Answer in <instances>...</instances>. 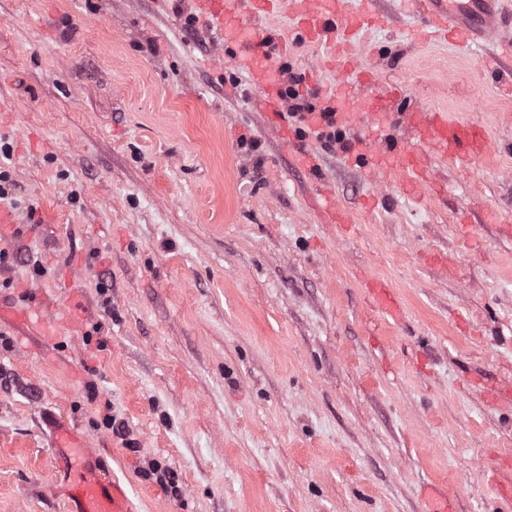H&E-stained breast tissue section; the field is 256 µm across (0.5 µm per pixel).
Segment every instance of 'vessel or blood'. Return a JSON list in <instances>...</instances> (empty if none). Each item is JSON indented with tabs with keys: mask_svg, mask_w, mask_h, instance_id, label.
<instances>
[{
	"mask_svg": "<svg viewBox=\"0 0 512 512\" xmlns=\"http://www.w3.org/2000/svg\"><path fill=\"white\" fill-rule=\"evenodd\" d=\"M267 0H187L189 9L212 15L218 22L213 35L217 45L234 43L238 53L235 67L248 70L250 79L261 94V101L268 111H276L279 90L270 82L269 65L287 52L282 40L271 35L264 23L263 9ZM418 11L429 15L434 32L455 36L465 47L480 45L487 37L503 27L506 18L512 17V0H406ZM381 16L361 9L348 12L344 0H314L313 8L298 23L301 39L312 42L323 38L341 37L347 51L344 72L355 73L359 83L371 81L369 70L361 68L362 48L353 35L356 31L381 26ZM416 139L433 152L457 157L473 155L486 150L488 141L478 125H461L449 122L446 113L421 112L414 122ZM352 155L364 159L369 170L397 168L424 178L412 151L392 148L375 142L372 149L353 150ZM369 286L376 305L387 315H401V304L384 281L370 280ZM65 496L74 505V512H139L137 505L128 498L116 482L100 477H84L67 485Z\"/></svg>",
	"mask_w": 512,
	"mask_h": 512,
	"instance_id": "vessel-or-blood-1",
	"label": "vessel or blood"
}]
</instances>
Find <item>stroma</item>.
Wrapping results in <instances>:
<instances>
[{"instance_id": "35a3bbf8", "label": "stroma", "mask_w": 512, "mask_h": 512, "mask_svg": "<svg viewBox=\"0 0 512 512\" xmlns=\"http://www.w3.org/2000/svg\"><path fill=\"white\" fill-rule=\"evenodd\" d=\"M372 8L389 24L357 40L378 83L403 91L386 111L479 125L482 155L430 156L420 183L375 176L288 101L264 111L235 46L171 0H0V167L21 200L0 269V512H69L56 489L76 472L56 420L140 512H428L426 483L455 512H499L512 97L481 50L414 43L424 16ZM293 12L266 19L290 46L283 83L329 51L300 41ZM304 150L321 180L294 167ZM326 191L350 224L327 223ZM373 277L401 321L378 311ZM34 306L55 313L42 336L12 319ZM369 288H371L373 298L379 309L392 318L400 317L401 303L390 291L387 283L379 279H372L369 282Z\"/></svg>"}]
</instances>
